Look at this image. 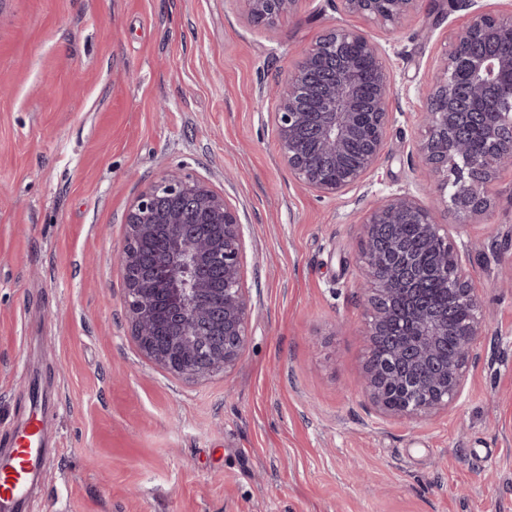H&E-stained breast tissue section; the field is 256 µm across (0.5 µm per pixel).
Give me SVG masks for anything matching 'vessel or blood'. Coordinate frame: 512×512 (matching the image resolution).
Returning <instances> with one entry per match:
<instances>
[{
    "label": "vessel or blood",
    "instance_id": "vessel-or-blood-1",
    "mask_svg": "<svg viewBox=\"0 0 512 512\" xmlns=\"http://www.w3.org/2000/svg\"><path fill=\"white\" fill-rule=\"evenodd\" d=\"M44 440L38 419H31L14 437L15 454L8 464L0 465V512L25 496L28 471L36 462Z\"/></svg>",
    "mask_w": 512,
    "mask_h": 512
}]
</instances>
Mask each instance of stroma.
I'll return each instance as SVG.
<instances>
[{"instance_id":"stroma-1","label":"stroma","mask_w":512,"mask_h":512,"mask_svg":"<svg viewBox=\"0 0 512 512\" xmlns=\"http://www.w3.org/2000/svg\"><path fill=\"white\" fill-rule=\"evenodd\" d=\"M470 18L455 0L395 32L339 0L273 27L245 0H0V460L33 415L49 434L20 512H512V172L457 236L487 319L461 403L381 419L362 390L359 222L433 184L418 113ZM338 25L380 45L399 94L373 171L324 198L282 163L268 87ZM174 169L248 228L246 348L202 382L141 355L113 262L129 205Z\"/></svg>"}]
</instances>
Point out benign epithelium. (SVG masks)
I'll return each instance as SVG.
<instances>
[{"label":"benign epithelium","mask_w":512,"mask_h":512,"mask_svg":"<svg viewBox=\"0 0 512 512\" xmlns=\"http://www.w3.org/2000/svg\"><path fill=\"white\" fill-rule=\"evenodd\" d=\"M257 26L271 27L298 0H246ZM419 0H341L344 12L393 28ZM280 158L305 187L328 197L361 183L382 154L394 79L378 44L338 25L303 50L271 87ZM417 141L435 179L426 205L397 193L362 219V280L367 341L386 355L367 359L365 392L383 417L418 418L457 404L477 341L486 331L482 297L441 211L466 225L491 209L489 193L512 170V13L475 10L453 33L425 93ZM484 129L470 150L468 130ZM114 254L123 273L131 337L144 357L171 376L207 379L235 366L248 336L245 227L205 183L171 172L128 209ZM413 224L433 248V270L419 264L399 228ZM406 399L394 404L386 385Z\"/></svg>","instance_id":"7a95c632"}]
</instances>
